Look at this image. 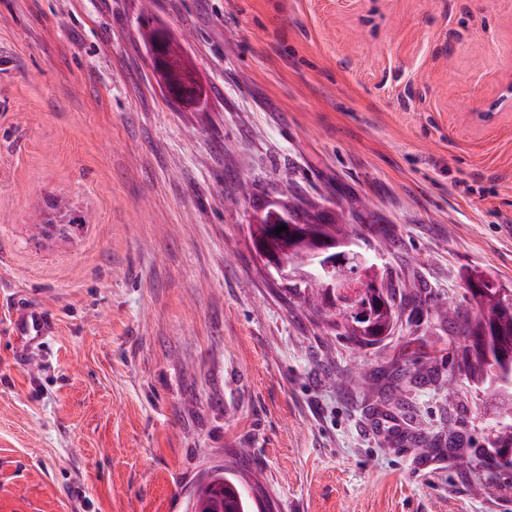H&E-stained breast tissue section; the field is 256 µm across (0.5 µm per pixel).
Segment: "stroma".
Segmentation results:
<instances>
[{
    "instance_id": "stroma-1",
    "label": "stroma",
    "mask_w": 512,
    "mask_h": 512,
    "mask_svg": "<svg viewBox=\"0 0 512 512\" xmlns=\"http://www.w3.org/2000/svg\"><path fill=\"white\" fill-rule=\"evenodd\" d=\"M142 18L0 0V512H190L218 465L273 512H512L439 312L475 275L512 291V110L472 118L512 79V0H156L198 109ZM273 204L360 230L422 312L362 349L316 327L254 249ZM20 296L58 323L24 364ZM396 369L385 408L363 378ZM171 33L164 27H159L151 39V59L153 67L157 69H164L167 63L166 49L171 39Z\"/></svg>"
}]
</instances>
